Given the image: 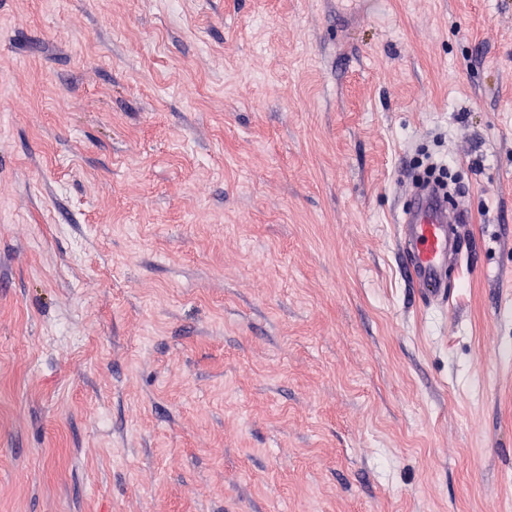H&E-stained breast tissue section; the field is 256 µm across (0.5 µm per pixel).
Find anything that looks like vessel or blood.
<instances>
[{"instance_id": "obj_1", "label": "vessel or blood", "mask_w": 512, "mask_h": 512, "mask_svg": "<svg viewBox=\"0 0 512 512\" xmlns=\"http://www.w3.org/2000/svg\"><path fill=\"white\" fill-rule=\"evenodd\" d=\"M413 198L412 207L402 211L397 223L401 270L419 286L422 301L445 305L448 271L459 266L464 255L458 229L468 213L461 207L449 210L447 200L429 189L414 193Z\"/></svg>"}]
</instances>
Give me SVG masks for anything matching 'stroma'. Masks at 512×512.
Segmentation results:
<instances>
[{"label": "stroma", "instance_id": "obj_1", "mask_svg": "<svg viewBox=\"0 0 512 512\" xmlns=\"http://www.w3.org/2000/svg\"><path fill=\"white\" fill-rule=\"evenodd\" d=\"M0 512H512V0H0ZM413 206L403 210L397 223L399 261L406 279L420 287L421 300L432 305L449 302L448 270L458 267L464 255L458 235L468 217L463 206L448 210V200L430 189L411 192Z\"/></svg>", "mask_w": 512, "mask_h": 512}]
</instances>
